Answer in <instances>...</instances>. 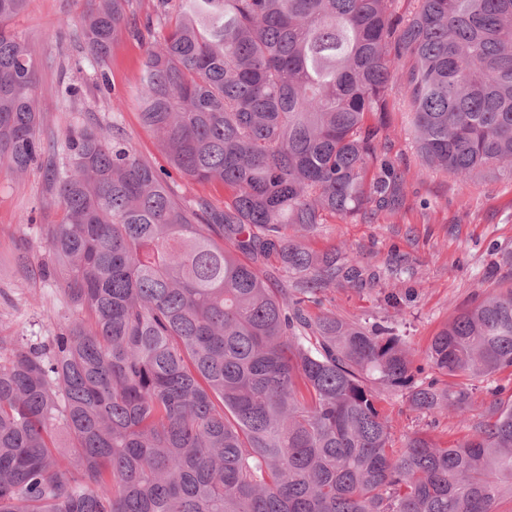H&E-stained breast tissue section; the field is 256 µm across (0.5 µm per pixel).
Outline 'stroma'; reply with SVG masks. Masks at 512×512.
Returning <instances> with one entry per match:
<instances>
[{
  "label": "stroma",
  "mask_w": 512,
  "mask_h": 512,
  "mask_svg": "<svg viewBox=\"0 0 512 512\" xmlns=\"http://www.w3.org/2000/svg\"><path fill=\"white\" fill-rule=\"evenodd\" d=\"M89 2L30 0L9 22L36 53L40 139L47 153L58 156L71 132L110 126L144 160L166 167L137 103L146 46L123 35L105 74L94 72L75 38ZM70 86L81 90L80 108H72L65 95ZM386 123V158L406 173L399 206L375 211L367 220L328 217L306 242L318 251L346 250L361 266L380 274L366 287L326 288L319 295L322 309L369 328H393L421 351L458 311L488 290L512 286V180L489 174L465 181L428 167L400 94L389 99ZM51 197L44 169L17 176L0 167V336L44 340L75 316L59 278L43 273L54 259L42 228L61 217ZM383 407L398 442L421 428L441 441H454L473 426L451 412L418 414L398 393L386 394Z\"/></svg>",
  "instance_id": "1"
}]
</instances>
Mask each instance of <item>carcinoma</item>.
<instances>
[{"label": "carcinoma", "instance_id": "cac0c4a2", "mask_svg": "<svg viewBox=\"0 0 512 512\" xmlns=\"http://www.w3.org/2000/svg\"><path fill=\"white\" fill-rule=\"evenodd\" d=\"M107 65L132 0H92ZM156 0L139 104L172 169L231 203L179 199L171 173L101 128L46 156L34 50L0 0V163L46 170L43 233L76 317L0 362V512H498L512 498V402L474 433L393 448L380 408L464 414L512 368V289L461 310L424 352L306 302L375 279L304 239L328 213L399 205L382 152L396 89L425 163L512 179V0ZM131 32V31H129ZM142 37V31L131 32ZM376 171L367 181L370 171ZM68 438L56 443L55 433ZM476 385V398L478 404L483 400L489 401L491 395L488 391L495 389L496 387H502L503 391L500 396L506 400L512 395V368L508 371L494 375L493 377L483 378L480 381L474 382Z\"/></svg>", "mask_w": 512, "mask_h": 512}]
</instances>
